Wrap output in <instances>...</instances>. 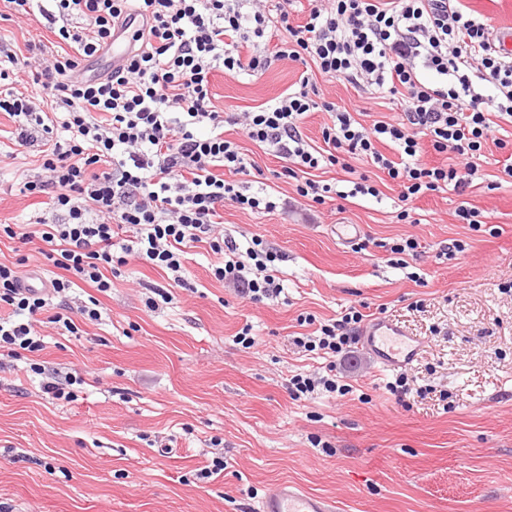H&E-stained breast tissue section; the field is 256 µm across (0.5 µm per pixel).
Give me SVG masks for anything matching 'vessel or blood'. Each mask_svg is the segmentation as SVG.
I'll return each mask as SVG.
<instances>
[{"instance_id": "1", "label": "vessel or blood", "mask_w": 512, "mask_h": 512, "mask_svg": "<svg viewBox=\"0 0 512 512\" xmlns=\"http://www.w3.org/2000/svg\"><path fill=\"white\" fill-rule=\"evenodd\" d=\"M360 346L386 370H399L418 360L423 341L398 322L374 317L362 327ZM330 499L305 491L300 485L283 482L274 487L260 502L258 512H335Z\"/></svg>"}]
</instances>
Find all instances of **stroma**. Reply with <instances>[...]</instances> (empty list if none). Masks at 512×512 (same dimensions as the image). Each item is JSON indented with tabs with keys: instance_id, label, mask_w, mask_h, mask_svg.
Returning <instances> with one entry per match:
<instances>
[{
	"instance_id": "stroma-1",
	"label": "stroma",
	"mask_w": 512,
	"mask_h": 512,
	"mask_svg": "<svg viewBox=\"0 0 512 512\" xmlns=\"http://www.w3.org/2000/svg\"><path fill=\"white\" fill-rule=\"evenodd\" d=\"M41 5L31 0L23 23L0 20V48L21 55L54 41ZM302 70L281 60L254 77L215 71L212 102L258 110ZM224 136L281 200L270 213L225 207L224 232L278 253L283 293L238 296L211 275L217 257L204 246L190 250L182 286L133 261L100 294V321L77 336L42 325V351L0 355V512H257L283 481L340 512H512V182L425 194L409 223L397 221L389 183L334 213L298 197L272 152L236 128ZM35 167L23 148L0 160V224L43 215L42 198L15 189ZM463 201L488 226L461 223ZM335 224L361 225L360 246L340 243ZM408 236L417 255L392 263L384 244ZM455 240L464 251L441 258ZM152 284L171 302L148 307ZM360 304L420 337L419 360L397 373L357 345L336 359L295 345ZM245 327L253 346L237 340ZM331 370L346 394L296 400L286 387ZM68 374L84 379L72 399L43 392L44 377ZM400 376L403 398L389 388ZM216 458L224 472L200 478Z\"/></svg>"
}]
</instances>
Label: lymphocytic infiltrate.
Masks as SVG:
<instances>
[{
    "label": "lymphocytic infiltrate",
    "mask_w": 512,
    "mask_h": 512,
    "mask_svg": "<svg viewBox=\"0 0 512 512\" xmlns=\"http://www.w3.org/2000/svg\"><path fill=\"white\" fill-rule=\"evenodd\" d=\"M307 2L304 20L290 15ZM64 23L57 37L65 55H8L0 68V112L16 125L17 146L35 152L39 172L18 183L20 195H44L49 210L35 225L0 224V238L40 242L58 268L48 290L24 287V258L0 262V351L38 352L39 315L68 335L102 312L96 297L73 305L81 285L107 292L111 273L135 260L182 282L190 249L207 245L219 255L216 280L252 301L276 300L283 286L275 254L260 239L241 247L226 237L225 205L242 210L278 207L259 184H237L247 161L225 126L272 148L282 174L308 201L379 196L369 175L349 190L316 180V171L350 160L383 173L400 188L396 218L411 217L414 199L444 189L465 195L478 177L487 143L505 150L501 172L512 179V142L493 138L512 125V55L499 51L483 16L461 0H55ZM133 29L127 56L104 74L84 77L83 59L112 46L117 30ZM280 36L274 52L259 41ZM288 59L304 68L296 90L254 112L213 109L216 70L255 76ZM399 102V122L364 125L351 107L326 100L317 78ZM32 93H24V86ZM324 112L322 146L303 131L308 114ZM62 139H53L54 129ZM395 157L384 154V147ZM449 164L424 162L426 149ZM364 318L357 308L322 324L318 337L296 338L306 351L349 352Z\"/></svg>",
    "instance_id": "f902f5d3"
}]
</instances>
